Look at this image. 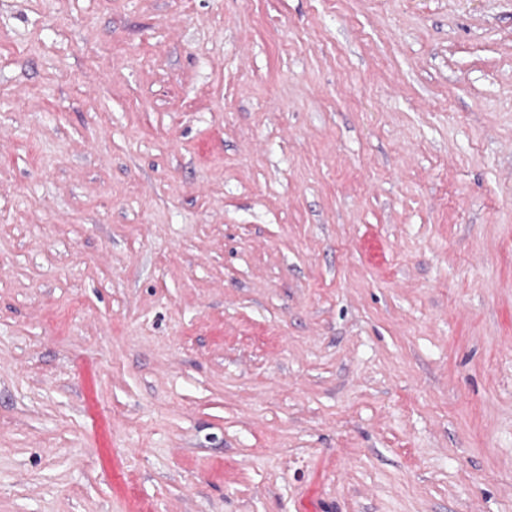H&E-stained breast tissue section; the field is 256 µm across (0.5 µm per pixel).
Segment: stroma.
I'll use <instances>...</instances> for the list:
<instances>
[{"label": "stroma", "instance_id": "obj_1", "mask_svg": "<svg viewBox=\"0 0 512 512\" xmlns=\"http://www.w3.org/2000/svg\"><path fill=\"white\" fill-rule=\"evenodd\" d=\"M0 512H512V0H0Z\"/></svg>", "mask_w": 512, "mask_h": 512}]
</instances>
